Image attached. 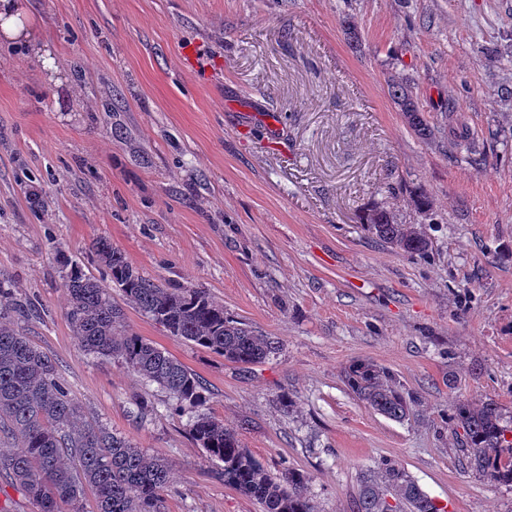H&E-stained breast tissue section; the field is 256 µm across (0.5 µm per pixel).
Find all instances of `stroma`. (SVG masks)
Returning <instances> with one entry per match:
<instances>
[{
  "instance_id": "35a3bbf8",
  "label": "stroma",
  "mask_w": 512,
  "mask_h": 512,
  "mask_svg": "<svg viewBox=\"0 0 512 512\" xmlns=\"http://www.w3.org/2000/svg\"><path fill=\"white\" fill-rule=\"evenodd\" d=\"M25 2L59 74L0 47V273L88 420L166 460L164 512L261 507L192 440L194 409L83 350L58 258L107 279L99 238L278 339L245 370L111 291L127 331L200 377L206 412L271 475H308L319 512H356L384 458L447 512H512V485L468 469L451 419L459 398L512 419V0ZM379 207L427 254L365 232ZM357 360L395 373L409 420L348 390ZM389 94L395 105L406 116L408 125L421 137L431 136V129L424 122L420 110L415 104L408 87L402 82L393 81L389 85Z\"/></svg>"
}]
</instances>
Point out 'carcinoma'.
Instances as JSON below:
<instances>
[{"mask_svg":"<svg viewBox=\"0 0 512 512\" xmlns=\"http://www.w3.org/2000/svg\"><path fill=\"white\" fill-rule=\"evenodd\" d=\"M389 94L408 125L422 138L431 136L408 87L394 81ZM364 230L410 254L428 252L427 238L411 224H396L381 209L370 213ZM91 250L106 267L112 285L169 335L203 347L240 365L264 362L277 342L224 314V305L203 288H187L140 274L112 242L99 238ZM68 292L70 322L85 351L117 358L133 372L164 389L176 407L198 410L190 432L197 446L224 464V483L262 506V512H318L307 475L286 469L269 474L243 447L236 430L207 412L205 388L198 376L169 353L125 329V313L94 277L64 257L60 260ZM25 313L16 303L9 278L0 273V473L38 506V512H81L87 490L96 512H162L161 492L170 482L164 460L134 446L125 437L93 426L82 405L60 380L56 362L9 318ZM355 397L379 414L408 419L411 400L395 374L367 361L344 371ZM453 420L462 428L469 467L480 477L512 484V439L506 438L501 408L458 399ZM359 512H443L406 470L391 459L362 477Z\"/></svg>","mask_w":512,"mask_h":512,"instance_id":"1","label":"carcinoma"}]
</instances>
